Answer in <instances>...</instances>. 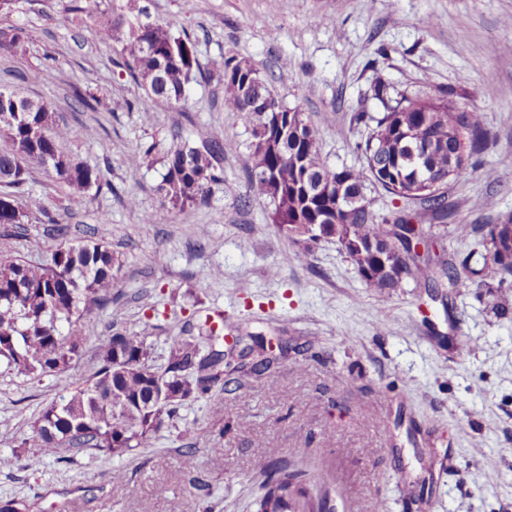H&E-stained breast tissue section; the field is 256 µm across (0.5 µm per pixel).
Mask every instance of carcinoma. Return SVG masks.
Here are the masks:
<instances>
[{"label": "carcinoma", "mask_w": 512, "mask_h": 512, "mask_svg": "<svg viewBox=\"0 0 512 512\" xmlns=\"http://www.w3.org/2000/svg\"><path fill=\"white\" fill-rule=\"evenodd\" d=\"M124 9L102 11L97 33L103 42L120 44L124 68L146 92L143 111L158 99L185 100L198 67L195 43L164 22L132 21ZM212 70L224 79V106L252 128L249 188L267 201L269 220L289 240H336L362 281L380 292L395 291L410 280L436 286L444 276L452 289L490 288L512 279V219L472 228L485 255L462 279L449 274L453 258L431 247L423 225L405 214L377 220L364 194L370 182L397 199L420 201L439 221L448 219L444 193L424 195L412 188L425 177L446 186L469 174V156L487 140L480 111L458 108L444 92L393 97L390 84L380 80L372 98L382 111L356 117L367 127L358 143L364 167L331 170L323 162L316 129L298 109L279 102L248 63L224 56ZM69 139V129L56 122L53 112H17L0 104V196L10 198L19 211L1 215L0 224L19 228L29 223L17 195L35 171L65 189L70 209L85 206L90 189L101 186L102 173L67 148ZM238 150L232 139L203 138L198 144L153 142L134 154L133 165L159 155L164 169L163 202L144 222L162 224L171 210L205 201L222 179L221 158ZM122 266L108 245L92 240L61 245L38 263L1 249L0 361L31 381L62 379L82 354L79 321L112 304ZM200 330L201 336L174 338L161 368L153 364L145 337L109 334L98 344L92 376L66 385L35 421L25 440L34 452L0 456V466L32 469L63 449L112 456L148 448L164 419L186 403L205 397L221 405L213 389L228 383L225 376L244 372V365L231 366L216 347L224 325L206 320ZM275 455L272 449L257 462L264 481L252 512H325L328 487L301 479V472L278 465Z\"/></svg>", "instance_id": "obj_1"}]
</instances>
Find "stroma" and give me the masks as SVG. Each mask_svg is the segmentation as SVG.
Here are the masks:
<instances>
[{
    "label": "stroma",
    "mask_w": 512,
    "mask_h": 512,
    "mask_svg": "<svg viewBox=\"0 0 512 512\" xmlns=\"http://www.w3.org/2000/svg\"><path fill=\"white\" fill-rule=\"evenodd\" d=\"M70 4L13 0L0 15V28L25 37L0 50V89L51 102L70 149L107 184L70 211L61 189L34 174L20 197L30 222L18 236L0 226V246L36 261L61 241L93 238L121 257L112 305L82 323L72 380L95 371L103 336L146 337L160 366L172 337L196 335L214 312L239 329L225 345L282 344L288 354L262 376L228 384L220 407L185 404L151 447L120 457L65 450L35 470L1 468L0 502L16 512H248L260 492L255 465L273 450L280 464L339 484L334 512H372L378 502L385 512H512V280L437 301L412 281L381 294L338 243L282 236L247 182L251 130L225 109L211 70L224 55L246 61L315 127L336 169L364 163L356 116L380 111L377 81L410 96L447 92L480 110L488 140L469 176L445 189L446 226L419 202L365 190L377 217L414 215L459 262L474 242L460 225L512 216V0H137L151 19L189 34L200 63L184 102L147 112L118 44L96 36L108 0H82L79 15ZM75 88L96 98L95 109L74 101ZM175 131L240 149L225 155L206 203L147 224L145 213L161 205L163 168L134 173L129 160ZM57 222L66 236L54 233ZM58 392L54 379L37 384L0 365V455L22 450Z\"/></svg>",
    "instance_id": "1"
}]
</instances>
